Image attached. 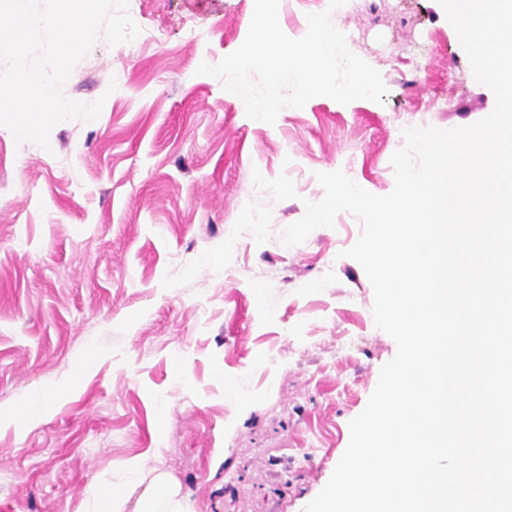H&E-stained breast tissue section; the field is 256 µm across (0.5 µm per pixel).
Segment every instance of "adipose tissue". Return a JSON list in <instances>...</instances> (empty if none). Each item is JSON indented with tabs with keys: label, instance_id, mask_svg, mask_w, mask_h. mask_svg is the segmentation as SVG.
Returning a JSON list of instances; mask_svg holds the SVG:
<instances>
[{
	"label": "adipose tissue",
	"instance_id": "1",
	"mask_svg": "<svg viewBox=\"0 0 512 512\" xmlns=\"http://www.w3.org/2000/svg\"><path fill=\"white\" fill-rule=\"evenodd\" d=\"M134 475V489L139 496L130 500L108 486H91L81 502L79 512H145L154 501H162L167 512H189L180 493L176 478L169 472L154 468L145 469L140 460H132L128 466Z\"/></svg>",
	"mask_w": 512,
	"mask_h": 512
}]
</instances>
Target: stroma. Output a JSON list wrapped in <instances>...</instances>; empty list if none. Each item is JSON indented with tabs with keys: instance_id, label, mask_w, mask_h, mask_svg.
Segmentation results:
<instances>
[{
	"instance_id": "obj_1",
	"label": "stroma",
	"mask_w": 512,
	"mask_h": 512,
	"mask_svg": "<svg viewBox=\"0 0 512 512\" xmlns=\"http://www.w3.org/2000/svg\"><path fill=\"white\" fill-rule=\"evenodd\" d=\"M253 9L128 0L140 37L98 38L62 88L103 100L96 119L59 122L46 149L0 126V407L76 383L0 427V512H78L135 457L193 512H303L395 356L342 255L361 221L293 246L283 230L323 198L317 173L388 194L403 129L475 123L494 95L436 0H280L294 39L329 12L388 93L249 119L197 69L242 45Z\"/></svg>"
}]
</instances>
